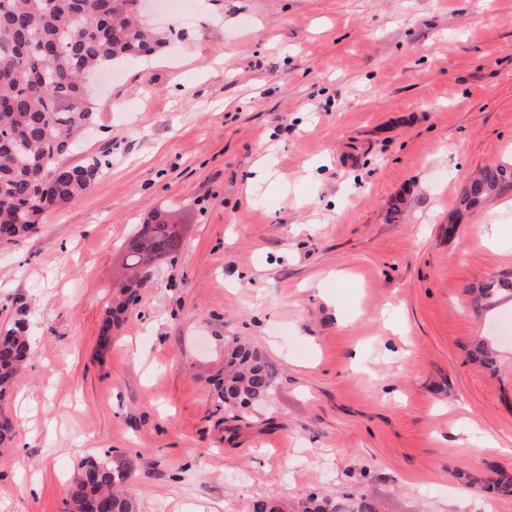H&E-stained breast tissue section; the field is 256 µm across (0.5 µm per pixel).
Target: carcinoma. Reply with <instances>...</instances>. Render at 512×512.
Returning <instances> with one entry per match:
<instances>
[{
	"instance_id": "1",
	"label": "carcinoma",
	"mask_w": 512,
	"mask_h": 512,
	"mask_svg": "<svg viewBox=\"0 0 512 512\" xmlns=\"http://www.w3.org/2000/svg\"><path fill=\"white\" fill-rule=\"evenodd\" d=\"M140 0H7L0 9V235L7 241L37 231L40 216L53 206L87 193L98 181L102 161L69 160L79 134L95 121L84 93L83 76L128 57L149 56L157 36L136 22ZM512 188V162L486 166L463 189L457 213ZM183 247L173 224H140L124 242L135 278L119 287V297L98 336V347L112 344V320L137 302V288L153 275V260L176 256ZM512 290V282L489 279L476 288L481 298ZM30 355L24 326L0 331V401L13 390ZM273 368L248 346L224 349V374L212 387L217 407L238 413L273 388ZM16 436L13 420L0 413V447ZM130 477L122 464L91 458L78 467L62 512H139L122 490ZM498 497H512V477L487 486ZM253 512H342L328 495L311 494L293 504L269 495Z\"/></svg>"
}]
</instances>
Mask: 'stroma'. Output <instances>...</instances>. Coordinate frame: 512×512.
Instances as JSON below:
<instances>
[{
	"label": "stroma",
	"instance_id": "stroma-1",
	"mask_svg": "<svg viewBox=\"0 0 512 512\" xmlns=\"http://www.w3.org/2000/svg\"><path fill=\"white\" fill-rule=\"evenodd\" d=\"M145 20L180 47L90 84L73 162L94 187L0 245V329L31 359L0 411V512H61L80 459L131 468L141 512H512V190L448 222L512 159V0H193ZM403 211L391 216L395 199ZM184 245L97 341L135 225ZM239 339L276 371L241 417L208 382ZM495 369L474 360L478 339ZM476 476L460 484L458 473ZM506 188H512V162L483 167L459 196L457 213L469 211ZM340 509L330 496L316 494L293 504L283 502L275 495H269L253 505V512H343Z\"/></svg>",
	"mask_w": 512,
	"mask_h": 512
}]
</instances>
